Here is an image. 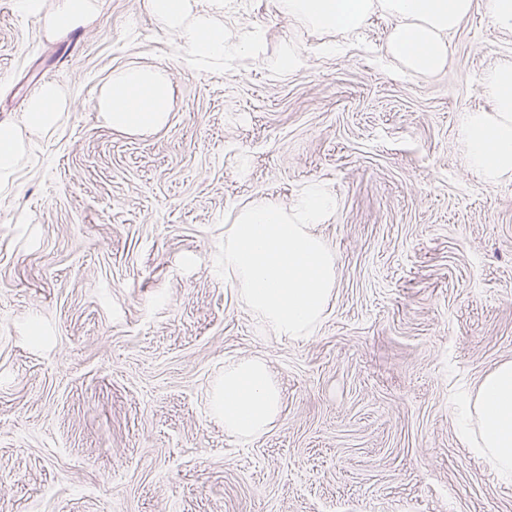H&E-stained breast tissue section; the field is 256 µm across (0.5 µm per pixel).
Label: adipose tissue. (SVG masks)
Wrapping results in <instances>:
<instances>
[{
	"label": "adipose tissue",
	"instance_id": "ef3b65f1",
	"mask_svg": "<svg viewBox=\"0 0 512 512\" xmlns=\"http://www.w3.org/2000/svg\"><path fill=\"white\" fill-rule=\"evenodd\" d=\"M482 5L494 29L512 31V0H287L289 14L319 30L356 29L375 13L393 19L384 52L417 74L441 70L447 39L475 5ZM225 0H146V9L199 63L256 54L262 36L232 38L224 31ZM490 111L470 113L463 135L474 169L486 181L512 172V63L500 65L482 83ZM97 107L113 128L151 132L163 127L171 107V84L162 69L131 67L113 76ZM64 101L58 86L43 83L30 96L22 126L0 123V184L11 181L24 150L21 128L54 129ZM224 429L243 440L267 432L281 412V393L258 358L224 371ZM468 416L476 426L471 447L491 469L512 478V362L488 373L472 395Z\"/></svg>",
	"mask_w": 512,
	"mask_h": 512
}]
</instances>
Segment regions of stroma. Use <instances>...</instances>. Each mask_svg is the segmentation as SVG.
I'll list each match as a JSON object with an SVG mask.
<instances>
[{
  "label": "stroma",
  "instance_id": "35a3bbf8",
  "mask_svg": "<svg viewBox=\"0 0 512 512\" xmlns=\"http://www.w3.org/2000/svg\"><path fill=\"white\" fill-rule=\"evenodd\" d=\"M0 0V123L42 83L66 100L23 129L0 188V512H512V481L459 432L465 399L512 361V173L470 166L462 127L512 32L483 11L436 74L379 56L393 27L317 30L284 0H235L257 55L198 64L145 0L75 28ZM301 67L284 72V49ZM164 68L166 124L112 128L113 75ZM310 185L337 282L302 339L276 337L215 270L237 210ZM264 360L281 414L224 431V369Z\"/></svg>",
  "mask_w": 512,
  "mask_h": 512
}]
</instances>
